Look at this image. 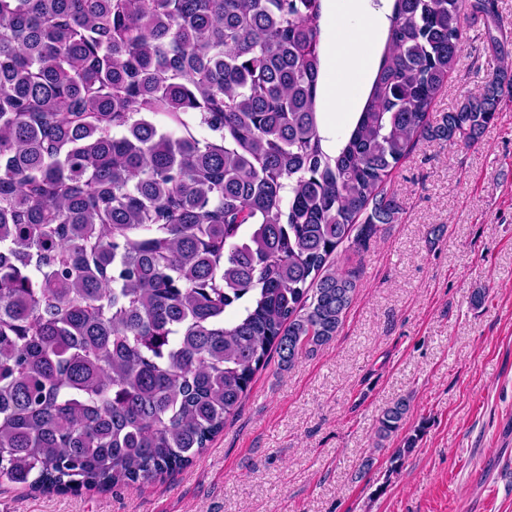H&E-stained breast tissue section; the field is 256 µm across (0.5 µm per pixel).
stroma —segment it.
I'll return each mask as SVG.
<instances>
[{"instance_id": "1", "label": "stroma", "mask_w": 512, "mask_h": 512, "mask_svg": "<svg viewBox=\"0 0 512 512\" xmlns=\"http://www.w3.org/2000/svg\"><path fill=\"white\" fill-rule=\"evenodd\" d=\"M463 36L435 112L499 65L482 21ZM388 188L399 222L336 255L359 285L337 336L290 369L271 359L192 465L102 492L3 484L0 512H512V96L474 144L419 141ZM402 397L403 430L377 443ZM409 410V400L400 398L382 412L376 430L377 443L381 444L400 430Z\"/></svg>"}]
</instances>
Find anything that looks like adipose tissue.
<instances>
[{
	"mask_svg": "<svg viewBox=\"0 0 512 512\" xmlns=\"http://www.w3.org/2000/svg\"><path fill=\"white\" fill-rule=\"evenodd\" d=\"M334 9L336 34L324 44L325 67L331 77L318 104L325 117V146L331 151L336 148L330 136L337 118L349 121L356 112L353 86L368 83L375 63L373 47L386 21L385 11L373 8L371 0H339Z\"/></svg>",
	"mask_w": 512,
	"mask_h": 512,
	"instance_id": "adipose-tissue-1",
	"label": "adipose tissue"
}]
</instances>
